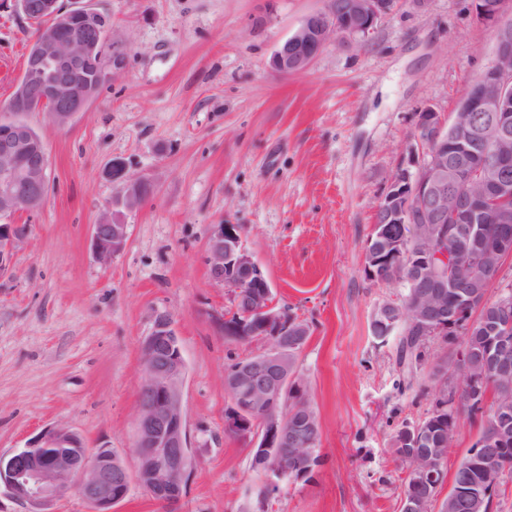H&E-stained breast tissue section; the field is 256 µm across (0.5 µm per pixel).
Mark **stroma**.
I'll use <instances>...</instances> for the list:
<instances>
[{
	"mask_svg": "<svg viewBox=\"0 0 512 512\" xmlns=\"http://www.w3.org/2000/svg\"><path fill=\"white\" fill-rule=\"evenodd\" d=\"M86 3L111 14L126 66L67 127L26 117L51 175L44 206L15 216L25 234L0 273V453L61 424L136 473L141 343L165 313L187 365L195 458L176 512H257L253 440L224 432V373L265 344L225 337L229 290L206 262L215 225L235 224L276 305L311 327L296 366L322 462L268 512H400L391 437L426 416L420 389L465 337L432 340L408 375L396 339L372 332L399 291L366 279V246L420 112L453 118L491 61L493 27L472 0H397L368 40L329 45L308 71L282 74L270 67L277 45L324 0ZM36 29L16 0H0V108ZM116 158L154 191L123 213L127 244L104 266L92 226L117 191ZM406 375L411 388L398 389Z\"/></svg>",
	"mask_w": 512,
	"mask_h": 512,
	"instance_id": "obj_1",
	"label": "stroma"
}]
</instances>
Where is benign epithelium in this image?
Wrapping results in <instances>:
<instances>
[{
    "instance_id": "benign-epithelium-1",
    "label": "benign epithelium",
    "mask_w": 512,
    "mask_h": 512,
    "mask_svg": "<svg viewBox=\"0 0 512 512\" xmlns=\"http://www.w3.org/2000/svg\"><path fill=\"white\" fill-rule=\"evenodd\" d=\"M473 2L476 17L494 27L493 60L472 81L452 121L431 108L420 113L415 144L396 167L374 212L381 215L379 224L402 225L392 256L405 261L414 274L409 284L416 292L421 330L428 331L427 321L439 320V327L459 329L465 336L480 327L499 337L498 353L492 357L494 379L512 382V363L503 359L512 350V327L502 330L488 321L487 296H462L458 291L472 257L488 259L496 276L512 258V149H505L512 143V18L504 19L512 0ZM18 3L27 18L44 27L33 41L7 110L44 107L50 121L64 128L123 69L121 41L107 13L86 7L65 10L59 0ZM393 6V0H340L333 8L325 6L277 45L272 69L285 74L308 70L330 43L365 40ZM73 29L79 34H68ZM49 170L44 141L27 123L1 118L0 272L10 267L12 246L23 236L21 225L12 219L43 206ZM108 176L119 185L112 201L115 210L112 219L93 225L92 233L96 257L104 265L124 249L128 238V225L117 218V209L133 211L152 192L150 183L131 176L120 159L112 161ZM468 199L491 208L495 222L502 225L496 237L485 236L480 213L465 206ZM424 224L434 228L437 243L419 246L412 255L403 254L405 245L418 239ZM207 264L211 278L230 289L240 326L269 343V348L225 373L230 406L224 414V428L254 435L255 456L271 473L264 496L278 498L288 475L280 463L279 449L296 448L297 455L304 456L306 444L300 440V428L288 422V417L266 413L259 433L250 412L277 404L289 387L297 386L296 374L288 368V339L305 336L307 330L275 307L270 283L244 246L237 225H216ZM141 350L144 377L139 389L136 478L157 500L169 503L178 499L195 460L183 409L185 362L168 315L156 316L154 330ZM511 417L512 406L496 409L488 439L495 448L481 451L487 478L478 489L484 497L496 490L497 449L512 446V432L505 428ZM413 469L428 484L441 475L440 460L430 454L414 457ZM131 485L128 470L111 450L89 453L85 441L63 425L48 428L33 444L8 455L0 453V488L27 503L29 512H42L50 500L71 491L91 506V512H112Z\"/></svg>"
}]
</instances>
